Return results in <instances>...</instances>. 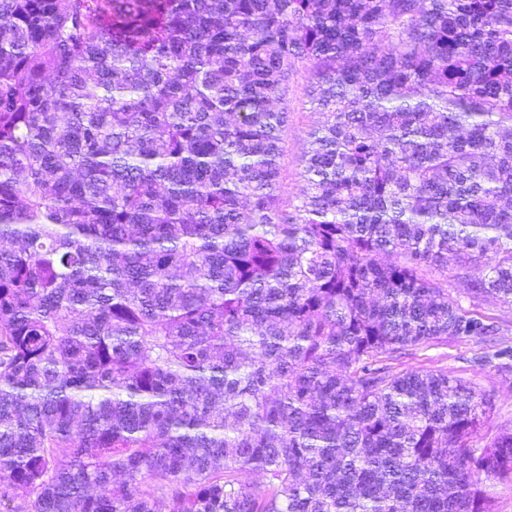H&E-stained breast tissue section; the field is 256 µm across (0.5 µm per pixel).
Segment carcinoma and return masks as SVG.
I'll use <instances>...</instances> for the list:
<instances>
[{
    "instance_id": "cac0c4a2",
    "label": "carcinoma",
    "mask_w": 512,
    "mask_h": 512,
    "mask_svg": "<svg viewBox=\"0 0 512 512\" xmlns=\"http://www.w3.org/2000/svg\"><path fill=\"white\" fill-rule=\"evenodd\" d=\"M105 2L0 0V512H495L388 361L512 305V0ZM311 89L309 71L307 67L300 66L288 92V125L282 143L279 194L286 209L295 201L302 185L301 148L308 132L323 120L312 100Z\"/></svg>"
}]
</instances>
